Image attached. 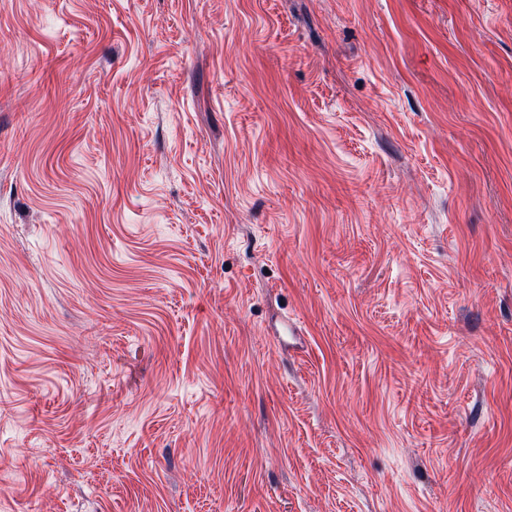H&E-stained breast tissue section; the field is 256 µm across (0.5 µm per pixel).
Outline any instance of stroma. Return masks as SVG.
<instances>
[{
	"label": "stroma",
	"mask_w": 512,
	"mask_h": 512,
	"mask_svg": "<svg viewBox=\"0 0 512 512\" xmlns=\"http://www.w3.org/2000/svg\"><path fill=\"white\" fill-rule=\"evenodd\" d=\"M0 512H512V0H0Z\"/></svg>",
	"instance_id": "1"
}]
</instances>
